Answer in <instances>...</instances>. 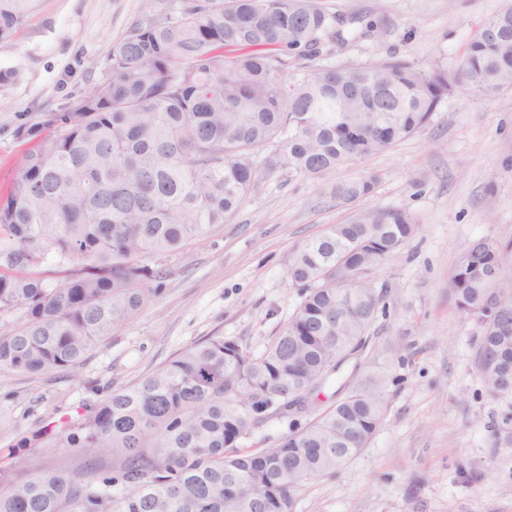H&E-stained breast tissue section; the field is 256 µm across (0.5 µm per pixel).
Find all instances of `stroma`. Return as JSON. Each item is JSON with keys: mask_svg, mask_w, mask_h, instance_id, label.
<instances>
[{"mask_svg": "<svg viewBox=\"0 0 512 512\" xmlns=\"http://www.w3.org/2000/svg\"><path fill=\"white\" fill-rule=\"evenodd\" d=\"M383 24L379 38L323 52L322 65L402 60L456 67L477 27L504 0H323ZM155 0H34L12 37L0 42V69L18 81L0 87V200L6 199L34 140L19 128L66 111L106 75L109 44ZM366 172L377 183L360 206L403 207L418 231L369 278L387 307L372 329L374 369L394 378L383 421L365 448L336 473L303 481L293 512H512V444L494 425L493 399L474 356L478 328L455 306L448 283L456 254L480 238L512 239V92L495 99L465 89L445 97L417 134L331 174ZM350 205L312 180L264 175L233 216L182 252L152 258L160 295L115 327L73 370L0 372V470L67 469L72 448L19 447L20 439L146 376L212 336L252 355L273 343L301 297L289 277L292 255Z\"/></svg>", "mask_w": 512, "mask_h": 512, "instance_id": "35a3bbf8", "label": "stroma"}]
</instances>
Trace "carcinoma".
I'll list each match as a JSON object with an SVG mask.
<instances>
[{"mask_svg":"<svg viewBox=\"0 0 512 512\" xmlns=\"http://www.w3.org/2000/svg\"><path fill=\"white\" fill-rule=\"evenodd\" d=\"M32 0H0V42ZM108 46V76L44 125L0 201V372L74 369L96 341L160 292L147 260L173 254L242 205L267 173L321 181L419 132L458 87L512 91V0L488 18L452 71L403 62L290 69L385 30L320 0H165ZM363 175L330 186L351 203L373 192ZM418 230L405 208L352 210L300 246L289 268L302 300L255 357L214 336L138 383L84 405L36 434L76 449L79 463L27 476L0 470V512H293L294 489L330 474L380 425L390 380L372 363L382 296L368 274ZM512 240L479 239L457 254L449 291L476 322V363L507 401L496 435H512ZM73 265L48 282V261ZM498 275V287L485 275ZM19 313L21 323L6 318ZM355 361L320 404L322 389ZM288 435L238 449L262 423Z\"/></svg>","mask_w":512,"mask_h":512,"instance_id":"cac0c4a2","label":"carcinoma"}]
</instances>
